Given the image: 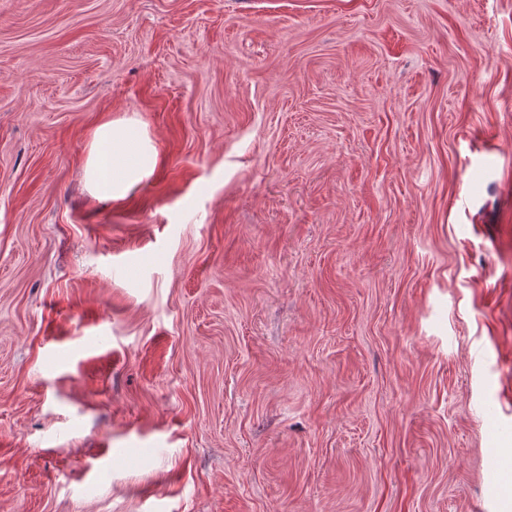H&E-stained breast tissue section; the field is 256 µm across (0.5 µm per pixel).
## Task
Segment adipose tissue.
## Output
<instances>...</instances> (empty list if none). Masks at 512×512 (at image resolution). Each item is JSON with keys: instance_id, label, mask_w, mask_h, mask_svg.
Segmentation results:
<instances>
[{"instance_id": "obj_1", "label": "adipose tissue", "mask_w": 512, "mask_h": 512, "mask_svg": "<svg viewBox=\"0 0 512 512\" xmlns=\"http://www.w3.org/2000/svg\"><path fill=\"white\" fill-rule=\"evenodd\" d=\"M155 147L135 119L110 120L93 132L85 162L87 186L95 198L118 200L153 172Z\"/></svg>"}]
</instances>
